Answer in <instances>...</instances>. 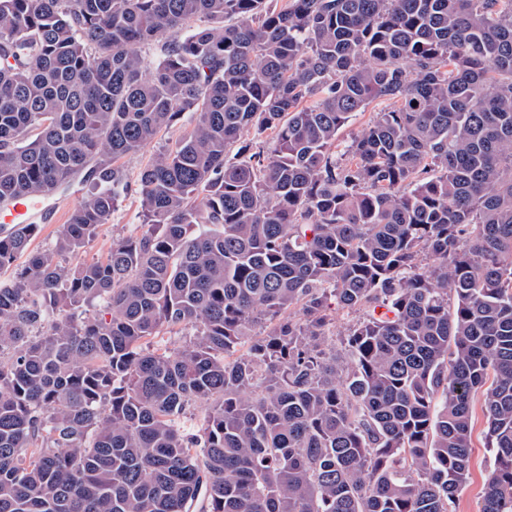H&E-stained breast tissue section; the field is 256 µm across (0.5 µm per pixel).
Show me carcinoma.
Listing matches in <instances>:
<instances>
[{
    "label": "carcinoma",
    "mask_w": 512,
    "mask_h": 512,
    "mask_svg": "<svg viewBox=\"0 0 512 512\" xmlns=\"http://www.w3.org/2000/svg\"><path fill=\"white\" fill-rule=\"evenodd\" d=\"M80 175L0 230V512H453L477 397L512 512V0H0V200ZM386 103L375 101L370 104L364 112H360L354 119L346 125L340 136V141H349L358 131L369 124L376 116V112H380L385 108ZM189 120L186 118L177 126L160 131L157 136L139 153L125 157L119 161L127 175V189L121 193L118 207L112 214L108 224H103L96 236L89 241L83 252L72 260L92 261L106 256L111 246L112 239L129 235L140 224V204L137 186V175L144 165L172 140L177 138L187 127ZM73 183L68 190H60L51 198V202H57L59 207L53 218L48 219L46 223H39V231L32 241L33 248H45L55 240L61 225L66 224L71 209L81 200L90 187L80 178L74 180ZM334 318L335 320L332 326L329 327L328 332V348L332 352L334 349L338 350L340 348L341 337H343L350 325L358 319V314L336 307Z\"/></svg>",
    "instance_id": "cac0c4a2"
}]
</instances>
